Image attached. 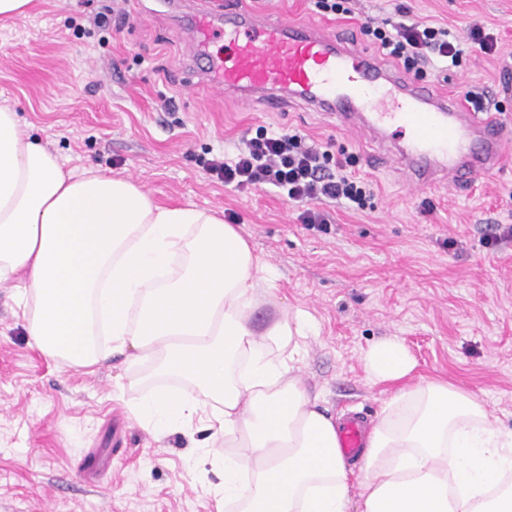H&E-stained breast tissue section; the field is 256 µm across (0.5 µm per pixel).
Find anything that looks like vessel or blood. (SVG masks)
<instances>
[{
  "instance_id": "b4317fda",
  "label": "vessel or blood",
  "mask_w": 512,
  "mask_h": 512,
  "mask_svg": "<svg viewBox=\"0 0 512 512\" xmlns=\"http://www.w3.org/2000/svg\"><path fill=\"white\" fill-rule=\"evenodd\" d=\"M231 52L222 60L205 53L213 32ZM199 56L213 86L225 95L278 112L288 104L313 107L341 119L344 128H384L403 147L393 159L415 188H465L498 167L512 137L485 112H472L435 85L410 81L359 49L341 31L289 23L279 15L254 17L225 0L194 18ZM363 425L347 419L338 447L355 456Z\"/></svg>"
}]
</instances>
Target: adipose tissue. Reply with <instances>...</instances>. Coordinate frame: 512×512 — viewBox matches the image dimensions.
Here are the masks:
<instances>
[{
	"mask_svg": "<svg viewBox=\"0 0 512 512\" xmlns=\"http://www.w3.org/2000/svg\"><path fill=\"white\" fill-rule=\"evenodd\" d=\"M13 282L47 357L91 368L98 338L128 365L182 380L132 414L155 435L200 418L224 453L193 461L217 512H512V433L470 392L402 388L370 426L359 464L296 365L311 316L286 309L271 267L214 209L162 207L127 178L64 169L0 106V283ZM270 312L255 324L252 311ZM371 377L413 369L394 340L367 353Z\"/></svg>",
	"mask_w": 512,
	"mask_h": 512,
	"instance_id": "1",
	"label": "adipose tissue"
}]
</instances>
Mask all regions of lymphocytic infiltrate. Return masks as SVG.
I'll list each match as a JSON object with an SVG mask.
<instances>
[{
    "label": "lymphocytic infiltrate",
    "mask_w": 512,
    "mask_h": 512,
    "mask_svg": "<svg viewBox=\"0 0 512 512\" xmlns=\"http://www.w3.org/2000/svg\"><path fill=\"white\" fill-rule=\"evenodd\" d=\"M361 30L382 55L418 74L457 66L473 46L486 53L497 49L496 37L477 22L469 26L463 41L450 39L446 28L405 18L367 22ZM343 168V161L331 150L308 144L304 136L265 131L247 139L235 157L214 159L206 165L207 171L241 190L261 185L276 188L300 207V222L313 228L328 224L325 204L344 199L364 207L365 185L343 175Z\"/></svg>",
    "instance_id": "1"
}]
</instances>
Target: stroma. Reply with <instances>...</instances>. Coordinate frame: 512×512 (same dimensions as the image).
Here are the masks:
<instances>
[{
  "instance_id": "obj_1",
  "label": "stroma",
  "mask_w": 512,
  "mask_h": 512,
  "mask_svg": "<svg viewBox=\"0 0 512 512\" xmlns=\"http://www.w3.org/2000/svg\"><path fill=\"white\" fill-rule=\"evenodd\" d=\"M348 33L409 17L466 38L472 22L496 52L472 48L459 66L424 75L449 96L487 88L490 111L512 132V0H350L352 17L322 15L312 0H241ZM102 0H32L26 17L0 19V106L18 112L65 168L125 177L163 207L235 214L240 233L275 269L278 294L310 314L316 331L299 363L330 414L377 421L396 392L371 378L367 350L399 341L416 384L435 378L474 394L512 432V243L486 250V225L512 224V150L494 175L465 189L405 184L367 133L292 104L279 112L188 87L193 43L162 0H127L120 32L77 33ZM299 133L353 156L347 172L373 190L365 208L328 205L327 231L309 229L272 188L249 192L208 173L257 129ZM454 247H445V239ZM147 364L112 358L89 370L36 349L11 284H0V512H213L191 468L197 447L223 450L201 421L158 437L129 403L153 390Z\"/></svg>"
}]
</instances>
